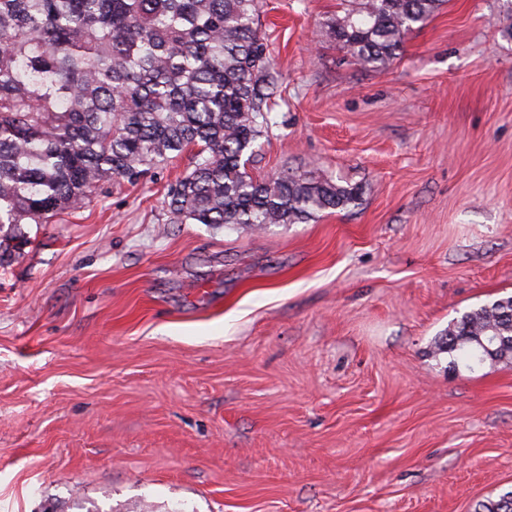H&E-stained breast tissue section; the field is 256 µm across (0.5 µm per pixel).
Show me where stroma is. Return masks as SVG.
Instances as JSON below:
<instances>
[{"label":"stroma","instance_id":"1","mask_svg":"<svg viewBox=\"0 0 512 512\" xmlns=\"http://www.w3.org/2000/svg\"><path fill=\"white\" fill-rule=\"evenodd\" d=\"M279 74L255 179L358 206L173 223L186 150L100 185L0 266V512H475L512 491V364L452 369L464 312L512 296V24L445 0L380 70L261 0Z\"/></svg>","mask_w":512,"mask_h":512}]
</instances>
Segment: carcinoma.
<instances>
[{
    "label": "carcinoma",
    "mask_w": 512,
    "mask_h": 512,
    "mask_svg": "<svg viewBox=\"0 0 512 512\" xmlns=\"http://www.w3.org/2000/svg\"><path fill=\"white\" fill-rule=\"evenodd\" d=\"M443 3L355 0L326 26L379 70ZM277 92L258 0H0V230L48 224L189 148L194 168L168 194L179 224H302L355 204L358 188L330 177L248 174ZM20 238L0 235V265ZM438 350L511 361L512 296L463 313ZM479 512H512V491Z\"/></svg>",
    "instance_id": "cac0c4a2"
}]
</instances>
